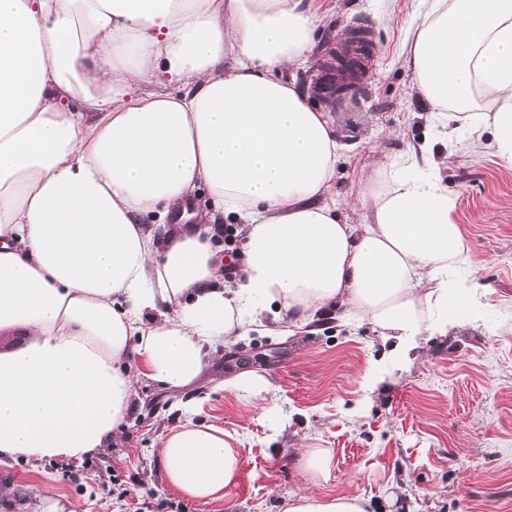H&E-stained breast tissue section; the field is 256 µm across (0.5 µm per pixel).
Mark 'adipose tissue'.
<instances>
[{"instance_id": "obj_1", "label": "adipose tissue", "mask_w": 512, "mask_h": 512, "mask_svg": "<svg viewBox=\"0 0 512 512\" xmlns=\"http://www.w3.org/2000/svg\"><path fill=\"white\" fill-rule=\"evenodd\" d=\"M427 2L413 87L448 141L470 148L490 129L512 164V0ZM316 21L306 0H0V334L24 336L0 349V460L90 457L123 433L137 376L188 385L220 344L308 330L329 307L394 339L400 362L478 318L432 146L367 173L364 223L324 202L333 119L282 76L304 64ZM158 74L178 89L141 91ZM200 188L208 209L183 210ZM221 218L246 255L228 288ZM230 440L170 431L167 487L223 498ZM283 512L366 509L298 494Z\"/></svg>"}]
</instances>
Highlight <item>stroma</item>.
Here are the masks:
<instances>
[{
	"label": "stroma",
	"mask_w": 512,
	"mask_h": 512,
	"mask_svg": "<svg viewBox=\"0 0 512 512\" xmlns=\"http://www.w3.org/2000/svg\"><path fill=\"white\" fill-rule=\"evenodd\" d=\"M317 30L302 67L287 70L323 111L343 146L325 200L363 223V178L434 139L448 159L441 175L457 198L455 221L468 247L461 278L486 290L477 320L426 336L413 363L390 362L391 343L367 323L328 311L313 331L253 332L218 347L194 382L164 389L141 378L126 431L80 462H0V512H283L290 496L363 498L367 512H512V165L490 146L444 141L435 108L414 89L413 24L424 0H308ZM368 29L356 96L317 91L319 66L346 38ZM254 371L269 382L249 397L224 382ZM194 420L239 437V469L222 500L184 498L165 484L162 437ZM331 463L306 471L305 449Z\"/></svg>",
	"instance_id": "35a3bbf8"
}]
</instances>
